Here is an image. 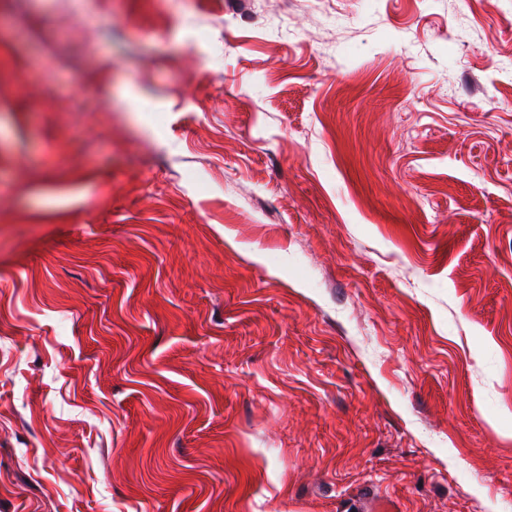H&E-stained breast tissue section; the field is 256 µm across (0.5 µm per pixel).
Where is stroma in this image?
<instances>
[{
	"label": "stroma",
	"mask_w": 512,
	"mask_h": 512,
	"mask_svg": "<svg viewBox=\"0 0 512 512\" xmlns=\"http://www.w3.org/2000/svg\"><path fill=\"white\" fill-rule=\"evenodd\" d=\"M380 501L512 512V0H0V512Z\"/></svg>",
	"instance_id": "35a3bbf8"
}]
</instances>
